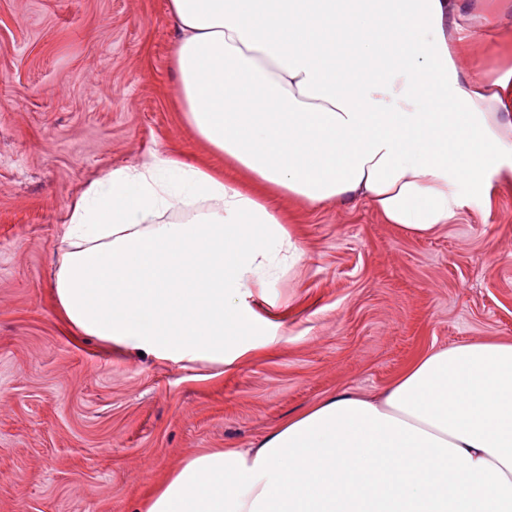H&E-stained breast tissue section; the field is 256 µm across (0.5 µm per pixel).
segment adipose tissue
I'll use <instances>...</instances> for the list:
<instances>
[{
  "label": "adipose tissue",
  "mask_w": 512,
  "mask_h": 512,
  "mask_svg": "<svg viewBox=\"0 0 512 512\" xmlns=\"http://www.w3.org/2000/svg\"><path fill=\"white\" fill-rule=\"evenodd\" d=\"M469 0H168L173 101L212 152L311 205L363 199L419 235L512 178V67L469 52ZM52 280L75 333L159 361L249 352L252 287L303 250L269 198L179 154L67 206ZM141 512H512V342L419 355L378 396L329 397L251 448L196 455Z\"/></svg>",
  "instance_id": "obj_1"
}]
</instances>
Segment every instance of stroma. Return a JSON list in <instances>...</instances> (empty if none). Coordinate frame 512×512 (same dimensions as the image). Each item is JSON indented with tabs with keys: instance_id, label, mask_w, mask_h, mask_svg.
<instances>
[{
	"instance_id": "stroma-1",
	"label": "stroma",
	"mask_w": 512,
	"mask_h": 512,
	"mask_svg": "<svg viewBox=\"0 0 512 512\" xmlns=\"http://www.w3.org/2000/svg\"><path fill=\"white\" fill-rule=\"evenodd\" d=\"M166 0H0V512H137L151 481L250 448L338 393L373 396L421 353L512 341V183L429 236L366 202L280 198L304 256L259 281L232 364L72 338L51 301L67 205L113 169L209 152L171 101Z\"/></svg>"
}]
</instances>
